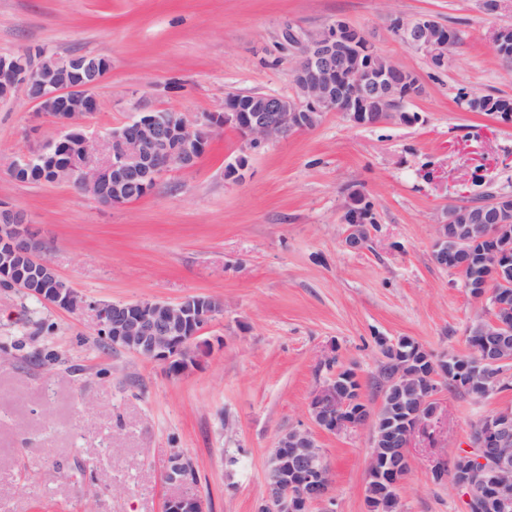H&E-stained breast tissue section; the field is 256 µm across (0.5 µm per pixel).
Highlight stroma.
Segmentation results:
<instances>
[{
    "mask_svg": "<svg viewBox=\"0 0 512 512\" xmlns=\"http://www.w3.org/2000/svg\"><path fill=\"white\" fill-rule=\"evenodd\" d=\"M427 14L463 41L443 69L405 46L391 16ZM344 20L416 74L405 108L419 122L356 126L336 112L314 130L256 148L216 132L189 170L135 202L108 207L71 184L8 173L56 131L23 93L0 101V202L28 212L59 276L91 301H224L198 365L176 375L115 347L91 312L0 288V512H163L179 487L174 451L195 462L210 512H258L280 435L313 428L312 392L327 357L354 369L378 408V338L408 337L433 356H468L486 317L456 271L432 256L455 201L512 195V119L466 112L460 91L512 97V63L490 35L512 27V0H0V55L27 47L106 57L87 132L154 109L220 112L231 93L292 95L295 57L282 33ZM245 159L243 178L227 168ZM372 204L369 241L345 246L352 193ZM508 389L481 398L441 386L440 415L413 437L402 512H466L433 468L470 443L473 425L512 408ZM331 469L332 512H368L372 426L314 430Z\"/></svg>",
    "mask_w": 512,
    "mask_h": 512,
    "instance_id": "35a3bbf8",
    "label": "stroma"
}]
</instances>
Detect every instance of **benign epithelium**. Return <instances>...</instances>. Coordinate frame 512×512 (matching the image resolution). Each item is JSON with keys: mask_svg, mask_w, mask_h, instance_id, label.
<instances>
[{"mask_svg": "<svg viewBox=\"0 0 512 512\" xmlns=\"http://www.w3.org/2000/svg\"><path fill=\"white\" fill-rule=\"evenodd\" d=\"M391 29L429 61L447 60V27L431 16L409 21L395 17ZM285 37L298 56L293 95L265 94L256 100L231 96L224 111L193 117L168 109L143 112L113 127L104 138L87 133L85 124L97 110L93 91L111 68L107 58L58 55L47 50L40 51L36 59L26 51L0 56V100L10 99L21 89L38 105L39 116L59 128L56 138L40 151L14 161L9 175L28 182L32 174L39 173L43 183L68 182L101 204L118 206L150 194L164 173L195 167L214 134L224 127L236 130L254 148L313 130L327 112L337 111L356 126H369L377 113L388 111L389 104H401L417 95L419 83L413 72L392 60L379 66L377 49L361 30L344 21L311 33L290 28ZM511 199H487L472 219L481 224L497 223ZM349 218L354 224L346 245L359 250L367 219L355 213ZM47 251L46 243L32 231L28 213L0 204V273L11 272L16 262L22 261L25 269L12 282L13 287L54 308L91 311L106 341L141 357L166 364L176 359L196 360L199 335L224 314L223 300L202 296H188L177 303L89 301L58 276ZM482 261L492 274L499 275L512 258L491 247L483 252ZM487 321V335L496 337L498 344L482 352L480 363L494 367L508 362L512 330L493 314ZM429 361L430 373L410 389L416 400L403 429L407 438L428 427L440 411L435 395L438 381L448 375V359L431 357ZM354 405V400L336 393V376L332 375L313 392L309 409L314 423L330 433L377 421L376 414L355 410ZM392 454L394 458L383 467L378 454H371L368 473L397 495L412 459L405 447ZM451 471L456 473L455 489L466 502L479 500L490 490L502 512H512V409L484 418L472 435L471 448L453 460ZM165 479L189 489L169 498L166 512H207L205 499L191 491L198 483V473L188 455L176 452L170 457ZM331 501L330 469L315 435L306 429L284 433L270 458L267 495L260 512H308L313 504Z\"/></svg>", "mask_w": 512, "mask_h": 512, "instance_id": "benign-epithelium-1", "label": "benign epithelium"}]
</instances>
